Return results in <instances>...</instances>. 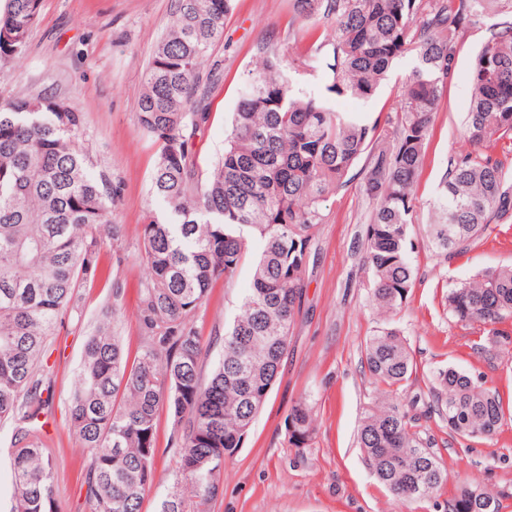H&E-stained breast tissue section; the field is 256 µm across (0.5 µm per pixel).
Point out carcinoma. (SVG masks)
<instances>
[{
  "label": "carcinoma",
  "instance_id": "obj_1",
  "mask_svg": "<svg viewBox=\"0 0 512 512\" xmlns=\"http://www.w3.org/2000/svg\"><path fill=\"white\" fill-rule=\"evenodd\" d=\"M236 0H175L174 19L155 44L136 105L137 128L158 146L152 173L162 204L140 225L137 258L149 279L137 308L143 334L129 359L119 308L88 337L68 409V431L88 449L85 498L91 512H141L155 480L159 413L173 419L175 478L157 512H201L223 489L224 459L240 447L265 406L299 313L310 244L321 205L366 158L363 191L373 201L362 236L370 305L387 319L414 287L409 235L413 188L433 115L456 69L466 29L502 19L475 54L461 137L427 236L438 255L467 248L485 227L512 217V186L501 163L512 137V0H293L296 19L326 23L304 50L260 48L243 80L224 152L205 171L197 133L221 74L201 68L223 37ZM40 0L0 9V63L21 59ZM415 66L396 119L367 122L333 111L325 92L371 98L395 63ZM84 145V116L73 102L39 94L0 105V425L13 429L11 512H56L53 460L44 434L51 416L48 342L65 317L81 316L78 288L101 276V252L121 242L112 221L116 188ZM252 258V286L208 376L192 318L218 284L231 285ZM459 322L489 328L493 348L512 345L497 325L512 319V268L485 270L446 296ZM365 364L388 388L416 371L400 331L385 326L365 341ZM438 415L464 438H492L512 414L483 377L454 367L433 373ZM288 444L314 433L313 407L300 399L285 422ZM358 442L376 479L408 501L447 480L412 418L381 397L361 419ZM500 497L459 485L448 512H500Z\"/></svg>",
  "mask_w": 512,
  "mask_h": 512
}]
</instances>
